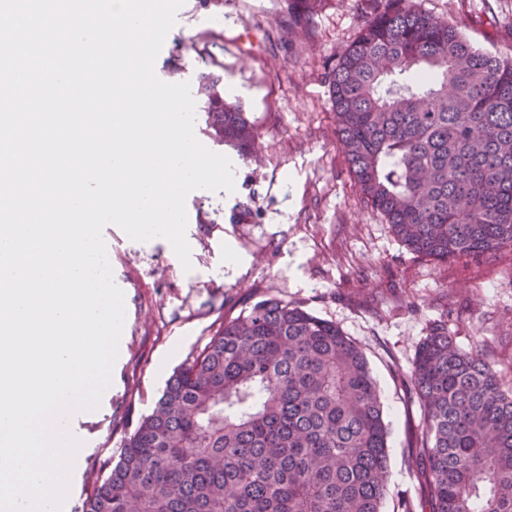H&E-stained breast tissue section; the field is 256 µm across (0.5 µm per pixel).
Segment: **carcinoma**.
I'll return each mask as SVG.
<instances>
[{"label": "carcinoma", "instance_id": "1", "mask_svg": "<svg viewBox=\"0 0 512 512\" xmlns=\"http://www.w3.org/2000/svg\"><path fill=\"white\" fill-rule=\"evenodd\" d=\"M321 0H292L297 22ZM202 76L208 135L246 158L258 131ZM338 143L368 206L438 261L512 249V57L417 0H371L328 73ZM424 412L423 502L512 512V389L443 326L402 373ZM388 427L361 348L275 298L228 315L167 381L81 512H382Z\"/></svg>", "mask_w": 512, "mask_h": 512}]
</instances>
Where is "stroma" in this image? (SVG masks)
Listing matches in <instances>:
<instances>
[{
    "label": "stroma",
    "mask_w": 512,
    "mask_h": 512,
    "mask_svg": "<svg viewBox=\"0 0 512 512\" xmlns=\"http://www.w3.org/2000/svg\"><path fill=\"white\" fill-rule=\"evenodd\" d=\"M457 25L475 47L512 54V0H420ZM224 26L208 32L210 16ZM288 0H185L155 61L162 81L178 75L197 105L195 135L209 142L202 73L235 86L259 133L262 172L237 160L234 193L196 190L186 200L191 271L168 241L136 242L115 225L103 237L125 323L112 382L100 406L73 415L75 456L62 512H80L90 474L117 455L135 419L148 414L168 378L204 347L225 315L259 298L302 306L335 323L364 352L389 425L384 512L419 500L414 448L422 414L397 372L438 322L457 346L512 372V249L448 262L416 255L362 201L336 141L326 73L362 24L359 0H322L305 24L289 25ZM196 41L197 50L187 49ZM232 247L239 265L224 264Z\"/></svg>",
    "instance_id": "stroma-1"
}]
</instances>
